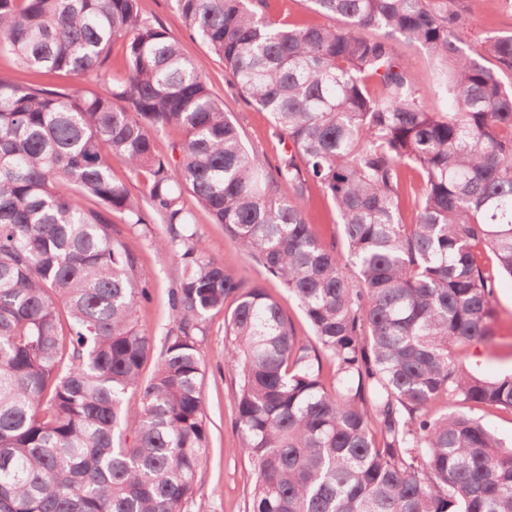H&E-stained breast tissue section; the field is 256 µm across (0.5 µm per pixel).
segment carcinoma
I'll return each mask as SVG.
<instances>
[{
	"label": "carcinoma",
	"instance_id": "cac0c4a2",
	"mask_svg": "<svg viewBox=\"0 0 512 512\" xmlns=\"http://www.w3.org/2000/svg\"><path fill=\"white\" fill-rule=\"evenodd\" d=\"M305 2L333 24L290 27L269 0H174L291 144L268 170L202 62L139 0H0V43L21 66L98 81L120 41L126 69L103 93L0 75V512H187L209 445L197 336L228 301L248 512H512V441L470 414L512 412V374L459 361L493 342L496 275L512 276V34L461 41L476 0ZM373 29L426 53L446 111ZM171 127L184 133L175 163L155 148ZM404 165L422 171L411 224ZM311 180L336 206L344 255L307 224ZM186 192L281 282L314 344L206 253ZM115 214L166 225L158 245L179 258L147 380V282Z\"/></svg>",
	"mask_w": 512,
	"mask_h": 512
}]
</instances>
